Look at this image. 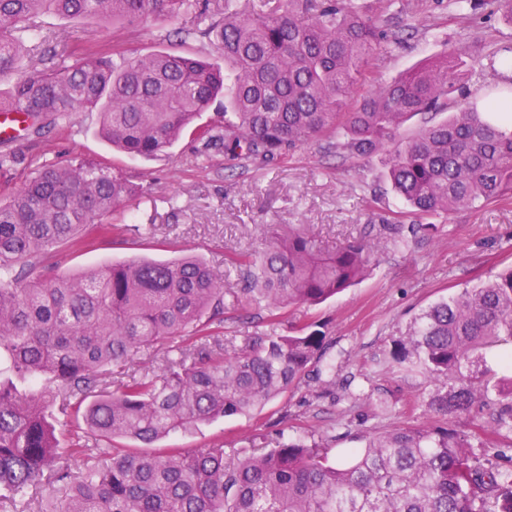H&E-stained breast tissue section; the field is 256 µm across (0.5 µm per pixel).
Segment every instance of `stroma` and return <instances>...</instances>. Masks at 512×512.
I'll return each instance as SVG.
<instances>
[{"mask_svg": "<svg viewBox=\"0 0 512 512\" xmlns=\"http://www.w3.org/2000/svg\"><path fill=\"white\" fill-rule=\"evenodd\" d=\"M400 3L404 22L415 25L417 32L407 45L370 59L369 69L380 78H394L450 45L469 49L484 41L512 44V24L485 9L474 10L472 20L461 24L448 0ZM37 24L57 40L70 35L107 52L200 51L211 60L220 58L217 49H202L195 38L177 37V29L191 25L186 18L121 26L44 16ZM97 127L96 113L76 112L42 137L26 136L10 146L18 162L0 170V194L5 196L23 184L32 162L40 158L89 161L141 189L126 211L112 218L123 228L120 235H92L82 244H61L34 257V275L70 276L113 261H170L187 255L220 267L226 252L258 249L265 238L292 224L309 225L329 246L364 238L378 249L379 263L361 283L314 307L291 306L287 322L274 327L282 333L291 326L316 323L327 336L328 358L336 362L337 385L318 380L323 366L310 364L298 382L263 408L173 433L156 442V451L220 444L226 452H242L272 447L281 434L298 432L338 457L346 449L362 447L371 433L444 422L470 429L485 420L482 412L449 418L429 413L425 402L434 385L391 370L384 360L393 340L423 309L512 265V201L459 209L436 232L402 250L382 229L383 220L397 215L407 225L422 223L423 218L405 210L393 193L383 175V154L346 157L323 137L271 167L230 166L220 153L203 166L194 156L192 132L148 160L111 149L97 136ZM267 316L263 307L227 308L228 348L242 349L249 336L272 328ZM350 376L364 389L356 401L344 396L339 386Z\"/></svg>", "mask_w": 512, "mask_h": 512, "instance_id": "stroma-1", "label": "stroma"}]
</instances>
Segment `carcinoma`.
<instances>
[{
    "label": "carcinoma",
    "mask_w": 512,
    "mask_h": 512,
    "mask_svg": "<svg viewBox=\"0 0 512 512\" xmlns=\"http://www.w3.org/2000/svg\"><path fill=\"white\" fill-rule=\"evenodd\" d=\"M399 0L363 11L355 0H0V74L16 73L0 110L40 132L72 112L99 115L112 148L155 158L212 105L222 121L198 128L204 162L273 166L318 137L350 157L387 152L386 178L414 212L448 219L512 198V87H474L458 49L389 81L368 59L401 40ZM43 14L134 24L186 17L187 34L214 46L196 54H64L36 33ZM39 65L19 67L25 43ZM448 113L413 135L420 113ZM139 194L122 175L86 161L34 166L0 200V512H512V474L472 455L494 438L473 429L406 427L374 434L341 458L288 439L228 454L224 446L123 452L117 437L150 445L177 430L246 416L288 390L324 353L326 336L303 326L257 332L241 352L224 345L225 299L263 304L288 321L357 285L378 262L358 240L327 250L304 225L258 251H231L224 272L199 259L104 265L76 277L31 281L29 257L105 224ZM434 224L397 228L410 248ZM238 288L225 287L232 272ZM168 345L158 371H125L142 349ZM385 363L435 384L428 410L467 415L489 403V428L512 433V267L419 313ZM115 389H110V386ZM85 426L59 451L58 417Z\"/></svg>",
    "instance_id": "carcinoma-1"
}]
</instances>
